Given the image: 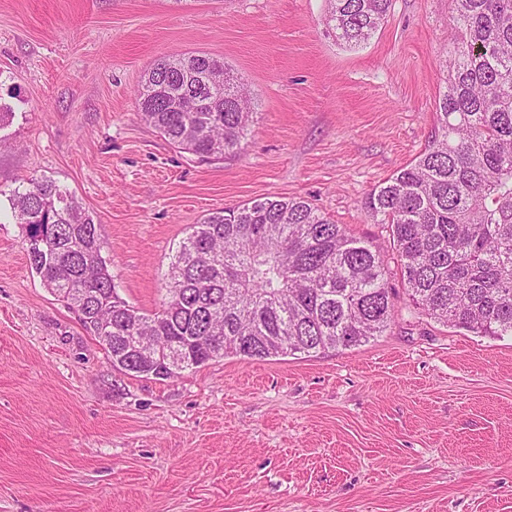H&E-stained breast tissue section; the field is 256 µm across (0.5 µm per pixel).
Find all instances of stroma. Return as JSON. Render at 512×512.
<instances>
[{"mask_svg": "<svg viewBox=\"0 0 512 512\" xmlns=\"http://www.w3.org/2000/svg\"><path fill=\"white\" fill-rule=\"evenodd\" d=\"M326 0H0V512H512V336L409 302L364 201L430 141L448 0H392L350 49ZM208 53L247 87L237 154L176 148L137 114L158 60ZM48 177L104 230L120 298L160 310L191 226L309 201L384 261L382 336L310 357L217 358L170 379L114 369L31 269L8 197Z\"/></svg>", "mask_w": 512, "mask_h": 512, "instance_id": "stroma-1", "label": "stroma"}]
</instances>
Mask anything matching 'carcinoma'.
<instances>
[{"label": "carcinoma", "mask_w": 512, "mask_h": 512, "mask_svg": "<svg viewBox=\"0 0 512 512\" xmlns=\"http://www.w3.org/2000/svg\"><path fill=\"white\" fill-rule=\"evenodd\" d=\"M454 52L438 128L410 164L374 187L366 208L392 236L408 299L436 321L484 336L512 334V0H450ZM392 0H327L342 45L367 42ZM152 67L138 114L171 144L222 157L241 150L252 118L244 85L207 54ZM26 228L32 270L100 338L112 367L168 379L215 358L267 359L357 349L394 315L380 257L308 201L266 197L194 225L170 264L162 309L146 314L114 292L103 227L51 179L9 196ZM112 317L99 330L96 315ZM137 336L155 356L138 357Z\"/></svg>", "instance_id": "1"}]
</instances>
